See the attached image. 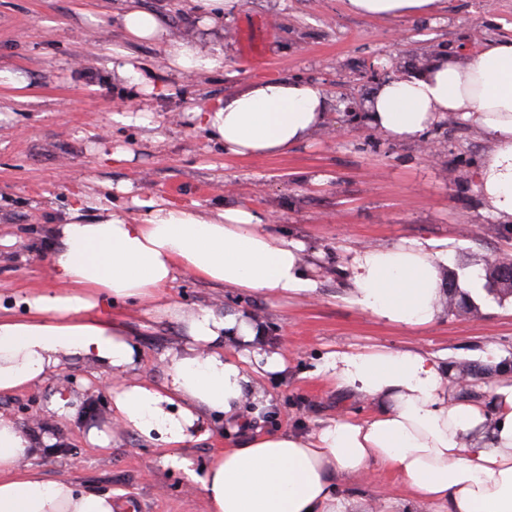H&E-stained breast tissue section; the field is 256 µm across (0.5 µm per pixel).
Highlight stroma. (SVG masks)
<instances>
[{"mask_svg":"<svg viewBox=\"0 0 512 512\" xmlns=\"http://www.w3.org/2000/svg\"><path fill=\"white\" fill-rule=\"evenodd\" d=\"M158 13L168 39L208 51L224 50V68L205 76L173 74L162 44L140 43L132 52L148 66L157 93L132 96L110 70V46L123 43L118 22L123 0H0V298L20 299L57 290L50 270L52 230L63 223L76 195L100 198L84 217L96 221L130 205H112V189L132 184L136 194L190 203L212 219L245 205L264 214L271 230L321 251L318 294L274 303L205 284L179 273L166 296L149 305L109 308L142 352L140 376L159 380L163 358L186 338L164 320L162 308L191 311L243 309L265 324L263 341L280 349L283 375L260 387L273 406L269 428L309 431L330 415L360 417L370 400L335 390L315 369L331 350L417 347L444 353L451 368L484 360L488 349L512 356V306L485 296L476 312L454 313L428 326L404 328L342 302L336 272L349 250L391 246L412 239L444 240L448 265H484L505 248L500 221L485 212L477 168L487 144L467 125L448 118L419 143L388 138L362 115L375 74L406 71L434 54L461 55L486 42L512 37V0H440L428 14L371 18L352 13L345 0H235L206 22L203 0H140ZM266 78L317 84L330 100L332 118L288 153L232 157L187 111L248 89ZM148 107L147 123L118 125L114 112ZM132 152L115 165L105 154ZM76 374L72 413L54 416L57 376L9 396L0 415L40 436L30 420L40 416L60 436L58 448L37 449L30 463L48 480L68 477L94 492H112L139 512H208L202 480L213 454L228 444L224 420L212 418L208 440L186 448L189 469L163 464L159 446L118 425L105 424L110 448L91 447L87 433L98 413L96 395L110 392L112 377L94 364L68 363Z\"/></svg>","mask_w":512,"mask_h":512,"instance_id":"obj_1","label":"stroma"}]
</instances>
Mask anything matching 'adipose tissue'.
Wrapping results in <instances>:
<instances>
[{
    "label": "adipose tissue",
    "instance_id": "adipose-tissue-1",
    "mask_svg": "<svg viewBox=\"0 0 512 512\" xmlns=\"http://www.w3.org/2000/svg\"><path fill=\"white\" fill-rule=\"evenodd\" d=\"M437 0H347L358 14L422 15ZM128 47L109 49L111 68L129 88L154 85L130 52L141 42H164L170 70L209 74L224 67L222 48L203 52L165 40L156 13L127 0L120 17ZM455 116L487 143L478 167L486 212L512 223V39L487 43L466 57L442 56L419 70L379 82L366 101V119L382 134L422 140ZM329 118V100L315 83L271 78L193 107L190 122L224 145L225 154L263 157L303 143ZM141 217L115 212L93 223L79 198L57 225L51 267L61 291L19 302L0 316V395L45 382L78 360L111 373L112 417L162 445L164 462L187 466L188 443L207 439V420L224 419L232 444L214 457L202 488L208 512H363L347 478L388 472L406 492L383 502L382 512H512V373L464 395L448 358L417 348L332 351L317 374L335 388L369 399L365 418L327 416L310 433L265 429L270 395L259 387L286 371L285 357L262 347L264 325L254 314L209 307L169 306L187 336L183 352L168 355L161 381L137 378L142 353L126 326L105 317L102 303L141 301L163 293L178 271L268 301L319 290L304 242L272 233L262 215L240 206L218 218L198 217L172 199H132ZM448 244L429 239L365 245L341 268L346 301L403 327L432 324L446 309ZM50 434L26 435L0 417V512H118L109 493L80 488L66 478L44 480L28 460Z\"/></svg>",
    "mask_w": 512,
    "mask_h": 512
}]
</instances>
